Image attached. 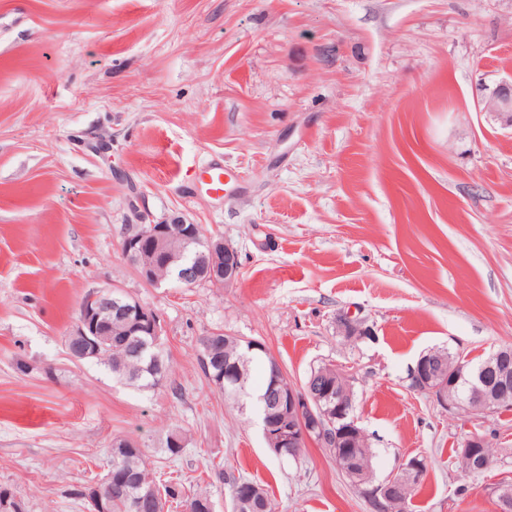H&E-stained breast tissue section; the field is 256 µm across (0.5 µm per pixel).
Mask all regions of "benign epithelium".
I'll return each instance as SVG.
<instances>
[{
  "label": "benign epithelium",
  "mask_w": 512,
  "mask_h": 512,
  "mask_svg": "<svg viewBox=\"0 0 512 512\" xmlns=\"http://www.w3.org/2000/svg\"><path fill=\"white\" fill-rule=\"evenodd\" d=\"M476 110L494 114L505 128H512V78L502 80L490 95L477 100ZM186 223L129 225L125 236V254L139 265V278L148 283L157 280L159 268L176 269L177 281L185 286H193L201 280L224 281L233 284L239 279L240 265L237 250L224 243L220 236H209L196 258L188 262L183 258H173L166 249V243L173 229L184 228ZM136 314L135 332L153 338L159 343L161 325L155 311L130 296L124 289L112 286L88 291L79 305V319L72 334L66 337L68 356L74 362H82L94 355L91 347L97 345L100 337L108 335L112 320H126ZM338 330L343 336H370L371 328L361 320L348 314L338 319ZM472 373L468 362L456 358L447 365L445 350L433 348L422 354L410 375L412 389L426 393L445 411L466 410L471 416L482 419L502 406V391L512 385V349L503 347L491 354L477 372V380L471 384L466 401L453 398L448 391L457 382ZM267 404L281 409L276 420L265 419L262 434L265 443L276 452L288 448L295 450L311 441V434L319 436V445L332 449L333 458L341 460L347 453L343 446L346 439H363L365 433L355 416L353 376L348 372L336 374V390L322 386V373L312 372L302 389L286 388L274 384L266 397ZM486 438L478 432L469 434L458 455L461 470L471 472L476 465L486 467L487 461L478 458L477 449L485 447ZM422 466L417 457L408 460L397 471L388 475L382 482L373 484L365 477V472L351 473L353 483L364 495L382 510L388 503L397 499L410 480V473ZM126 496L131 508L137 512L144 503L153 506L155 512H164V500L152 484L139 483L127 490ZM89 499L95 512H111L112 471L97 483L91 485Z\"/></svg>",
  "instance_id": "benign-epithelium-1"
}]
</instances>
